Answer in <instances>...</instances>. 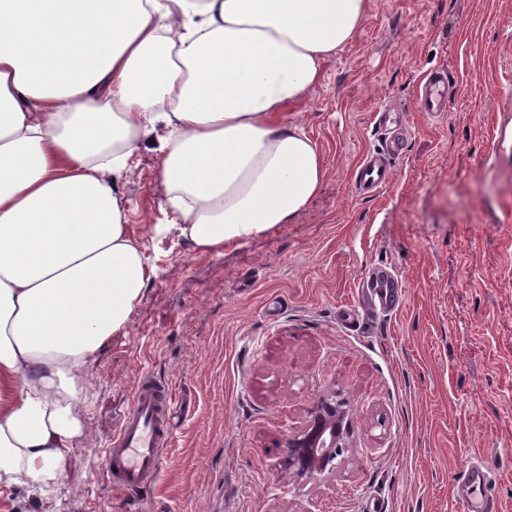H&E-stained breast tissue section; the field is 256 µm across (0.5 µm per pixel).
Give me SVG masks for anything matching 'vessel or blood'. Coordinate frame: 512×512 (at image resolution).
<instances>
[{
  "mask_svg": "<svg viewBox=\"0 0 512 512\" xmlns=\"http://www.w3.org/2000/svg\"><path fill=\"white\" fill-rule=\"evenodd\" d=\"M449 104L448 78L444 71L429 73L419 87L416 107L419 111L439 114ZM380 128L390 135L381 148L366 153L356 172L354 188L361 195H372L386 188L393 178V164L405 149L404 120H391L381 113ZM369 292L366 307H380L390 313L403 301V286L394 273L384 266L372 267L360 283ZM174 389L149 371L136 378L131 399L119 429L106 450L105 472L113 487L140 498L156 484L163 452L172 442L171 414ZM457 485L468 498V512H491L496 498L488 470L473 464L464 470Z\"/></svg>",
  "mask_w": 512,
  "mask_h": 512,
  "instance_id": "b4317fda",
  "label": "vessel or blood"
}]
</instances>
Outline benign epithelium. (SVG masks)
Segmentation results:
<instances>
[{"label":"benign epithelium","mask_w":512,"mask_h":512,"mask_svg":"<svg viewBox=\"0 0 512 512\" xmlns=\"http://www.w3.org/2000/svg\"><path fill=\"white\" fill-rule=\"evenodd\" d=\"M346 434V412L342 404L322 399L311 410L304 429L289 436L285 463L298 475L321 472L334 449L344 445Z\"/></svg>","instance_id":"obj_1"}]
</instances>
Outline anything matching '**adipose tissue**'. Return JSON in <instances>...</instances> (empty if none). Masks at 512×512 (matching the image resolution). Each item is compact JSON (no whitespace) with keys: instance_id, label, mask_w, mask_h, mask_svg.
<instances>
[{"instance_id":"1","label":"adipose tissue","mask_w":512,"mask_h":512,"mask_svg":"<svg viewBox=\"0 0 512 512\" xmlns=\"http://www.w3.org/2000/svg\"><path fill=\"white\" fill-rule=\"evenodd\" d=\"M367 0H0V488L49 499L87 367L155 274L114 182L155 112L166 205L217 251L290 222L326 160L282 109ZM179 14L182 27L170 37Z\"/></svg>"}]
</instances>
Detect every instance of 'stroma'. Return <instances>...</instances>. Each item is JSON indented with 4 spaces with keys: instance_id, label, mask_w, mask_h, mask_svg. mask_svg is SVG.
Masks as SVG:
<instances>
[{
    "instance_id": "1",
    "label": "stroma",
    "mask_w": 512,
    "mask_h": 512,
    "mask_svg": "<svg viewBox=\"0 0 512 512\" xmlns=\"http://www.w3.org/2000/svg\"><path fill=\"white\" fill-rule=\"evenodd\" d=\"M446 69L439 117L417 111ZM411 135L392 183L353 189L380 148L375 111ZM512 0H368L352 40L286 108L326 157L320 194L289 223L203 251L165 204L162 153L142 137L116 191L156 275L91 364L86 434L50 500L0 492V512H140L112 488L104 450L138 373L171 381L174 438L154 512H465L453 488L487 467L512 512ZM405 285L393 315L358 304L369 267ZM323 398L352 413L331 470L284 468L285 442ZM448 78L443 70L429 73L419 87L416 107L420 112L441 114L449 104Z\"/></svg>"
}]
</instances>
